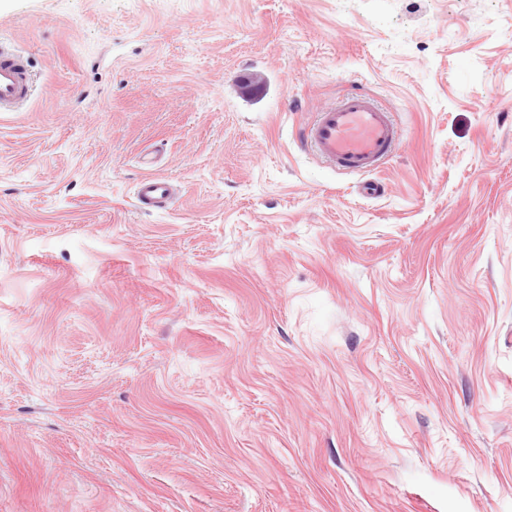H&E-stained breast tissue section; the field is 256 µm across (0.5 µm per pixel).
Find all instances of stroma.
Segmentation results:
<instances>
[{
  "instance_id": "obj_1",
  "label": "stroma",
  "mask_w": 512,
  "mask_h": 512,
  "mask_svg": "<svg viewBox=\"0 0 512 512\" xmlns=\"http://www.w3.org/2000/svg\"><path fill=\"white\" fill-rule=\"evenodd\" d=\"M0 39V512H512V0H0ZM352 89L402 130L376 198L296 140ZM34 93L28 58L16 44L0 41V112H16ZM172 197V186L166 178L145 176L137 183L136 198L144 207H161L168 204Z\"/></svg>"
}]
</instances>
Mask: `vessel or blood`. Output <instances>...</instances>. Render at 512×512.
<instances>
[{"mask_svg":"<svg viewBox=\"0 0 512 512\" xmlns=\"http://www.w3.org/2000/svg\"><path fill=\"white\" fill-rule=\"evenodd\" d=\"M34 93L28 59L16 44L0 41V112L23 108ZM304 148L342 174L370 176L380 171L401 143L392 112L366 93H348L318 112L300 134ZM173 197L168 179L143 177L136 198L147 208L168 204Z\"/></svg>","mask_w":512,"mask_h":512,"instance_id":"obj_1","label":"vessel or blood"}]
</instances>
